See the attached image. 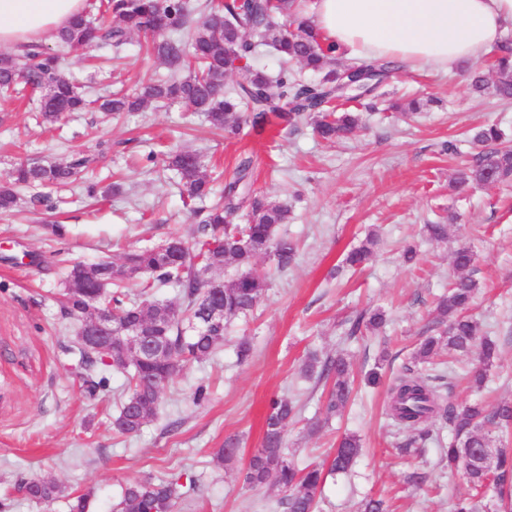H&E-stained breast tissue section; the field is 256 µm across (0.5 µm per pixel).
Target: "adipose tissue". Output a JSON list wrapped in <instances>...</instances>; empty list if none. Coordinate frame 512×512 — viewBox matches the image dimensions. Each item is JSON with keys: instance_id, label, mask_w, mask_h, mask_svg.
<instances>
[{"instance_id": "adipose-tissue-1", "label": "adipose tissue", "mask_w": 512, "mask_h": 512, "mask_svg": "<svg viewBox=\"0 0 512 512\" xmlns=\"http://www.w3.org/2000/svg\"><path fill=\"white\" fill-rule=\"evenodd\" d=\"M84 0H0V47L46 39ZM309 19L346 58H389L414 71L477 61L512 28V0H315Z\"/></svg>"}]
</instances>
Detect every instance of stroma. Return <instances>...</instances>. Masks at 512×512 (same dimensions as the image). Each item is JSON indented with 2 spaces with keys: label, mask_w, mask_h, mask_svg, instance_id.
Returning <instances> with one entry per match:
<instances>
[{
  "label": "stroma",
  "mask_w": 512,
  "mask_h": 512,
  "mask_svg": "<svg viewBox=\"0 0 512 512\" xmlns=\"http://www.w3.org/2000/svg\"><path fill=\"white\" fill-rule=\"evenodd\" d=\"M127 45L121 64L95 48L67 54V74L90 85L93 96L121 87L135 91L167 69L141 46ZM489 87H471V72ZM489 59L449 72H418L402 66L364 98V127L351 138L326 144L307 123L263 131L243 126L225 140L205 119L179 103H151L117 117L92 109L68 112L55 123H37V95L21 90L0 99V180L19 163L67 164L89 160L99 187L120 184L119 193L91 203L82 182L52 192L54 209L33 206L31 190L0 213V500L4 512H68L58 498L40 503L13 491L20 477L63 483L67 492H93L91 512H110L132 480L197 479L180 512H283L274 486L244 490L241 470L260 444L271 398L296 400L299 412L286 430V451L299 466L328 463L338 438L360 436L362 452L345 474L327 477L320 512H356L367 498H382L388 512H451V501L470 488L440 460L436 443L400 450L401 431L384 414L389 384L414 364L412 354L433 321L436 299L453 277L451 252L466 244L474 254L478 283L474 312L498 343V357L481 392L463 376L450 385L461 404L477 398L493 405L512 401V182L457 188L461 163L473 161L476 128L497 124L512 141V100L496 97ZM425 100L417 114L385 111L386 102ZM202 152L208 164L232 180L241 158L253 160L254 192L288 204L278 235L298 244L286 271L272 258L254 268L272 286L248 316L230 320L216 354L186 365L165 389L158 415L133 437L116 434L112 418L125 378L99 367L107 384L87 398L79 357L70 348L80 326L65 316L59 298L72 262L92 263L189 236L194 225L175 181L159 179L166 148ZM449 222V238L430 239L426 227ZM380 242L362 270L342 269L346 253L368 231ZM418 251L415 265L402 263L404 248ZM381 309L387 322L376 335L350 336L360 314ZM251 351L239 359L237 347ZM344 356L351 363L355 397L324 419L323 384L300 375L307 353ZM206 398L195 402L197 388ZM241 441L237 461L215 458L227 437ZM422 487L409 486L412 471Z\"/></svg>",
  "instance_id": "35a3bbf8"
}]
</instances>
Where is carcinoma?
<instances>
[{"label":"carcinoma","mask_w":512,"mask_h":512,"mask_svg":"<svg viewBox=\"0 0 512 512\" xmlns=\"http://www.w3.org/2000/svg\"><path fill=\"white\" fill-rule=\"evenodd\" d=\"M190 25L187 0H91L83 12L57 35L58 51L52 52L41 43L21 46L19 54L0 55V92L14 86L18 69L27 75V85L41 91V114L53 122L64 112H78L90 103L86 85L71 79L61 57L89 47H110L113 58L134 36H153L150 50L165 65L166 77L146 84L133 96L112 95L100 108L105 112H136L152 101L179 99L194 111L206 115L211 127L232 138L244 125L263 128L277 119L296 124L304 118L326 141L341 140L352 135L359 126L355 112H339L336 85L350 70L370 69L383 83L394 71L393 62L373 60L360 64L340 65L336 47L326 42L310 24L299 16L297 0H217L208 4V13L195 26L187 39L175 35ZM270 45L285 64L295 62L301 68L320 74L314 81H302L286 68L272 77L250 64L256 43ZM242 61L241 82L228 86L226 73ZM498 96L512 98V43L499 49L496 58ZM503 138L495 125H483L472 136L484 148L475 163L459 169L458 185L496 183L512 178V149L494 147ZM252 160L245 158L237 167L236 177L224 187L220 199L210 206L198 207L196 202L212 194V180L206 173L200 154L178 150L167 155L164 170L172 171L186 204L191 206L198 224L193 241L172 236L155 247L130 252L124 267L139 271L133 276L101 259L87 267L75 263L68 276L85 279L91 284L104 283L109 290L104 304L112 319L122 326L143 329L154 336L155 348L175 356L170 363L153 353L129 362H119L112 370L126 375V387L112 430L121 436L138 434L144 424L155 417L162 394L182 365L210 358L224 342L226 323L252 311L267 290L270 281L253 269L255 260L271 255L280 269L296 259L297 244L277 235V227L288 222V205L251 191L247 181ZM82 162L48 166L19 165L0 183V210L9 211L17 205L16 188L20 186L51 187L68 185L78 175ZM377 235L370 232L347 252L344 263L358 268L371 259ZM474 262L472 251L459 247L452 252L455 280L442 295L434 309V322L444 326L442 334L425 337L416 348L413 359L419 364H435L439 353L448 350V358L458 353L478 350V366L470 371L472 385L480 389L497 356V344L477 319L467 314L478 284L471 277ZM231 266L236 274L227 280L209 281L203 272ZM179 289L177 305L153 301L148 289L154 283ZM218 289L224 302V322L201 332L195 329L209 298L210 289ZM63 312L79 319L85 312V300L64 294ZM385 322L380 310L360 315L350 334L361 330L375 333ZM87 374L84 377L89 396H96L105 387L106 379L94 380L91 371L98 361L83 354ZM301 373L319 381L331 382L325 406L326 414L342 411L352 392L350 364L342 356L321 359L310 355ZM297 414V405L290 399H273L265 420L260 446L253 449L242 471L243 486L251 491L269 485L283 492L280 505L285 512H315L317 494L323 482L319 466L298 468L288 458L284 435L288 421ZM386 414L409 435L402 447L409 448L433 438L438 424L448 427V447L441 449V459L448 470L456 472L475 494L458 498L453 512H483L482 494L493 487L498 512H512V484L505 473L512 470L508 449L492 447L484 433L488 424L500 431L512 430V402H500L488 410L480 401L464 405L445 402L440 391L407 369L389 389ZM236 437L225 440L216 452V459L235 461L239 447ZM362 449L361 439L354 433L339 441L329 472H345ZM182 484L177 480L129 481L122 488L113 512H178L185 499ZM17 489L27 497L49 503L65 492L63 484L33 476L21 479ZM92 494L69 496V512H89Z\"/></svg>","instance_id":"carcinoma-1"}]
</instances>
